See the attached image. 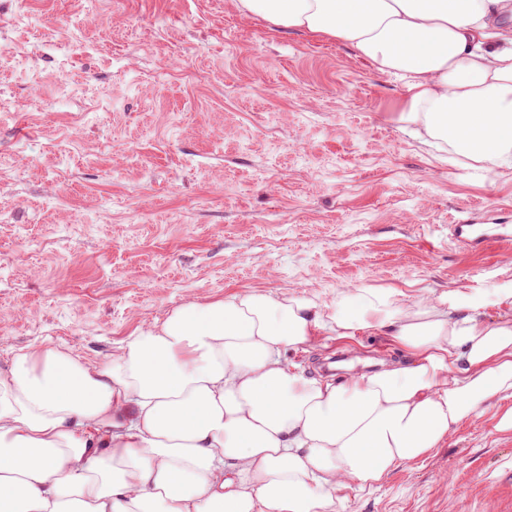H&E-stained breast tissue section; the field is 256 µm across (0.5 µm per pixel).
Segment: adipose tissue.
<instances>
[{
	"label": "adipose tissue",
	"mask_w": 512,
	"mask_h": 512,
	"mask_svg": "<svg viewBox=\"0 0 512 512\" xmlns=\"http://www.w3.org/2000/svg\"><path fill=\"white\" fill-rule=\"evenodd\" d=\"M233 2L396 78L399 121L423 143L512 167V0ZM486 304L249 290L175 308L102 364L28 348L0 379V512H336L466 419L512 431L496 408L512 396V317L486 322ZM367 330L408 362L334 384L283 359Z\"/></svg>",
	"instance_id": "1"
}]
</instances>
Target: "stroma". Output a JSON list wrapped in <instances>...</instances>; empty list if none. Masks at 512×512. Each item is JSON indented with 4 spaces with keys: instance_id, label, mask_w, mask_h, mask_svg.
I'll return each mask as SVG.
<instances>
[{
    "instance_id": "stroma-1",
    "label": "stroma",
    "mask_w": 512,
    "mask_h": 512,
    "mask_svg": "<svg viewBox=\"0 0 512 512\" xmlns=\"http://www.w3.org/2000/svg\"><path fill=\"white\" fill-rule=\"evenodd\" d=\"M0 0V374L48 345L105 362L187 301L242 290L406 304L512 288V168L402 131L403 89L346 47L271 32L233 0ZM343 382L404 352L381 331L290 350ZM336 512H512V432L443 448ZM469 224H454L451 232V240H453L458 246L465 248H476L480 245L488 247L492 243H510L511 235L501 233H489L484 232L477 236L470 235L464 227H468Z\"/></svg>"
}]
</instances>
